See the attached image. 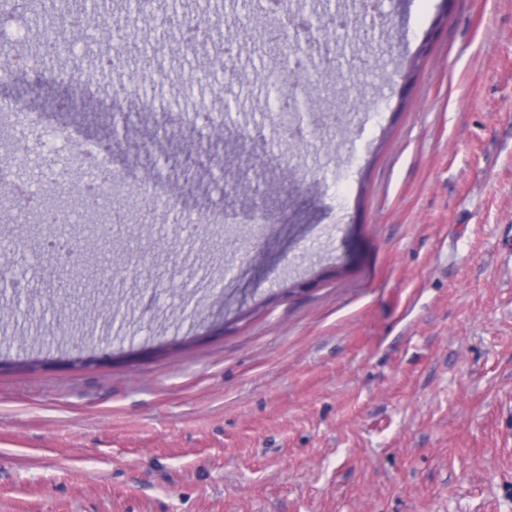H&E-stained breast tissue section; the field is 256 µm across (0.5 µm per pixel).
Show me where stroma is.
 <instances>
[{"label": "stroma", "instance_id": "35a3bbf8", "mask_svg": "<svg viewBox=\"0 0 512 512\" xmlns=\"http://www.w3.org/2000/svg\"><path fill=\"white\" fill-rule=\"evenodd\" d=\"M258 4L183 0L186 44L165 0H112L123 50L68 93L149 79L146 138L117 129L103 157L160 205L101 228L121 251L58 274L11 224L0 512H512V0H382L373 36L362 0H341L342 81L364 105L285 144L262 77L325 35L271 42ZM228 42L234 152L204 170L190 111ZM59 92L47 70L0 86L91 142L48 108ZM256 177L276 193L231 192ZM216 209L222 227L188 231ZM104 295L119 309H97Z\"/></svg>", "mask_w": 512, "mask_h": 512}]
</instances>
